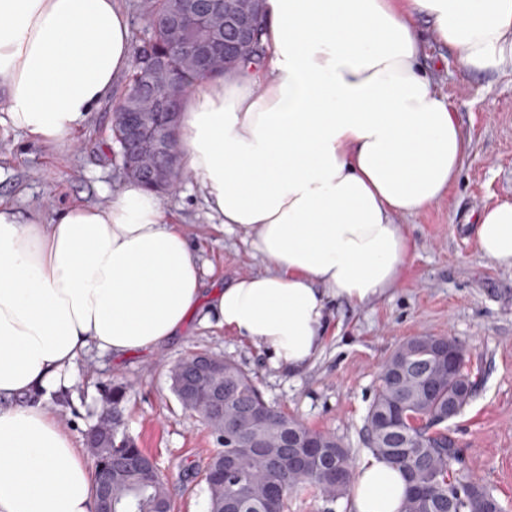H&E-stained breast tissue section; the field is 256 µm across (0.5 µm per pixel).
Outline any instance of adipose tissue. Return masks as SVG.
Returning <instances> with one entry per match:
<instances>
[{"label":"adipose tissue","instance_id":"adipose-tissue-1","mask_svg":"<svg viewBox=\"0 0 512 512\" xmlns=\"http://www.w3.org/2000/svg\"><path fill=\"white\" fill-rule=\"evenodd\" d=\"M421 16L471 73L512 61V0H266L263 64L186 96L184 169L264 272L206 290L195 245L134 182L49 223L0 201V512H97L93 465L49 403L90 351L158 349L196 315L295 373L336 302L399 286L412 243L397 216L444 199L470 147L421 64ZM131 67L120 0H0V125L27 139L80 131ZM472 235L512 268V202L486 206ZM407 491L401 468L365 453L350 512H402Z\"/></svg>","mask_w":512,"mask_h":512}]
</instances>
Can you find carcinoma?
Returning <instances> with one entry per match:
<instances>
[{
  "mask_svg": "<svg viewBox=\"0 0 512 512\" xmlns=\"http://www.w3.org/2000/svg\"><path fill=\"white\" fill-rule=\"evenodd\" d=\"M240 1L256 11L259 35H264L265 0H216V7L222 11ZM179 4L180 0H145L150 37L138 34L132 41L133 68L116 111L156 112L154 102L171 92L166 79L146 70L150 56L172 65L182 100L206 77L190 54L191 37L162 25L163 17ZM112 143L119 159H124L126 134L119 117L112 124ZM204 358L211 359V365L200 371L197 362ZM468 358L466 345L456 339L413 336L400 343L383 365L365 433L372 451L394 460L407 475L404 512H503L485 484L454 475L457 445L440 428L448 421V410L459 415L475 394ZM169 378L178 402L199 414L216 442L228 438L239 444L235 450L219 448L209 458L203 473L207 512H288L289 494L304 486L332 501L346 493L355 467L351 450L335 436L313 430L268 404L234 362L195 353L174 364ZM216 385L224 391L218 409L208 403ZM125 396L121 386L109 390V407L101 414L104 423L90 451L94 468L110 469L116 512H173L166 479L123 430ZM336 469L345 472V480L331 476Z\"/></svg>",
  "mask_w": 512,
  "mask_h": 512,
  "instance_id": "cac0c4a2",
  "label": "carcinoma"
}]
</instances>
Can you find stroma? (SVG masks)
<instances>
[{"instance_id": "1", "label": "stroma", "mask_w": 512, "mask_h": 512, "mask_svg": "<svg viewBox=\"0 0 512 512\" xmlns=\"http://www.w3.org/2000/svg\"><path fill=\"white\" fill-rule=\"evenodd\" d=\"M425 40L436 89L456 112L470 149L447 197L402 217L413 251L397 288L368 304L337 303L318 356L297 375L276 368L264 344L194 319L158 351L118 360L90 352L79 360L67 395L51 399L59 424L81 446L98 420L105 389L126 386L124 429L167 476L174 512H206L203 469L217 448L201 418L184 411L172 392L169 369L178 360L206 350L233 361L266 401L334 434L360 456L368 449L365 421L383 363L401 342L425 335L469 347L476 394L446 429L461 451L464 473L512 512V270L484 258L469 231L481 208L512 202V64L476 75L433 35ZM125 89L118 82L88 125L63 143H33L0 126V197L48 221L74 201L107 206L124 183L108 147L112 111ZM160 201L209 267L206 287L264 271L241 236L217 228L191 177Z\"/></svg>"}]
</instances>
